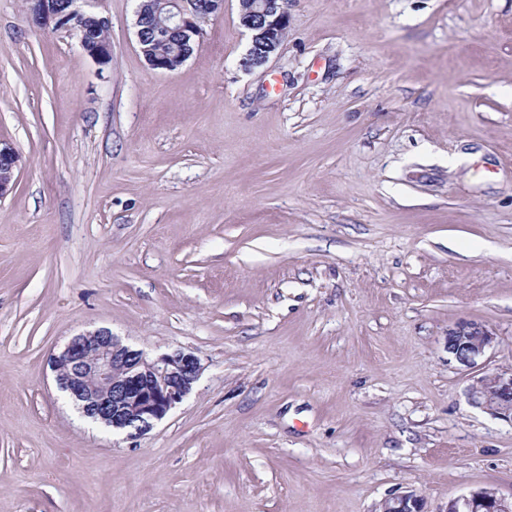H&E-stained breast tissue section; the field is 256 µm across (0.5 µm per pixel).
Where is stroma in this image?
Here are the masks:
<instances>
[{
	"label": "stroma",
	"instance_id": "obj_1",
	"mask_svg": "<svg viewBox=\"0 0 512 512\" xmlns=\"http://www.w3.org/2000/svg\"><path fill=\"white\" fill-rule=\"evenodd\" d=\"M136 0L111 59L0 0V512H426L512 493V0H290L250 71L236 0L176 71ZM106 328L203 370L151 431L83 419L48 358ZM20 156L9 144L0 142V199L7 195L15 186V170ZM497 336L486 327L461 323L448 333V353L468 369L478 367V360L494 348ZM471 403L512 421V371L502 370L477 377L468 389Z\"/></svg>",
	"mask_w": 512,
	"mask_h": 512
}]
</instances>
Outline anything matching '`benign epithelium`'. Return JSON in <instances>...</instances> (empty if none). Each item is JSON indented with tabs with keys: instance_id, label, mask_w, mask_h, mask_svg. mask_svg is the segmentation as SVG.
<instances>
[{
	"instance_id": "1",
	"label": "benign epithelium",
	"mask_w": 512,
	"mask_h": 512,
	"mask_svg": "<svg viewBox=\"0 0 512 512\" xmlns=\"http://www.w3.org/2000/svg\"><path fill=\"white\" fill-rule=\"evenodd\" d=\"M36 23L45 31H76L89 19L100 30L109 22L78 5V0H31ZM239 24L251 34L246 54L240 59L249 71L266 64L282 45L288 30V0H238ZM168 6L164 24L152 28L151 39L164 43L178 36L182 51L170 62L160 64L146 46L147 14L152 0H139L136 36L140 52L154 70L173 72L193 53L203 38L202 24L224 11V0H161ZM83 50L99 65L110 61L109 41L84 35ZM20 156L9 144L0 142V199L15 186ZM497 336L485 328L461 323L448 333V353L468 369L494 348ZM58 388L78 405L83 415L115 434L142 435L177 408L201 375L199 359L181 350L149 356L141 349L123 344L107 329L84 331L72 336L50 358ZM471 403L512 421V371L502 370L477 377L468 389ZM383 512H423L420 498L412 492L385 502ZM448 512H512V496L483 487L448 502Z\"/></svg>"
}]
</instances>
